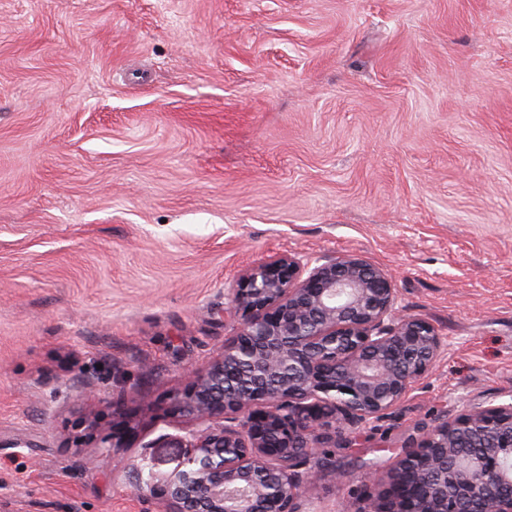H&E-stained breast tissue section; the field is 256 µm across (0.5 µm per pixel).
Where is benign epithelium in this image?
Listing matches in <instances>:
<instances>
[{"label":"benign epithelium","mask_w":512,"mask_h":512,"mask_svg":"<svg viewBox=\"0 0 512 512\" xmlns=\"http://www.w3.org/2000/svg\"><path fill=\"white\" fill-rule=\"evenodd\" d=\"M230 316L238 326L220 356L177 395L203 427L163 479L133 475L164 512H299L319 445L397 405L445 348L432 324L401 313L386 270L353 257L253 263ZM382 477L392 499L368 512H512V401L439 420Z\"/></svg>","instance_id":"7a95c632"}]
</instances>
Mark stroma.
<instances>
[{
    "instance_id": "1",
    "label": "stroma",
    "mask_w": 512,
    "mask_h": 512,
    "mask_svg": "<svg viewBox=\"0 0 512 512\" xmlns=\"http://www.w3.org/2000/svg\"><path fill=\"white\" fill-rule=\"evenodd\" d=\"M282 253L387 269L447 341L300 512L512 400V0H0V512H161L126 473L177 466L174 395Z\"/></svg>"
}]
</instances>
